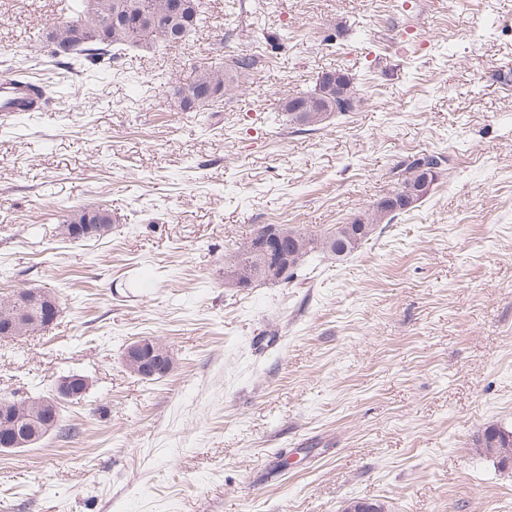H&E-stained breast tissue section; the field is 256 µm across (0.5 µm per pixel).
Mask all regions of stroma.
I'll return each instance as SVG.
<instances>
[{"label": "stroma", "instance_id": "35a3bbf8", "mask_svg": "<svg viewBox=\"0 0 512 512\" xmlns=\"http://www.w3.org/2000/svg\"><path fill=\"white\" fill-rule=\"evenodd\" d=\"M203 2L184 44L102 75L47 52L60 0H0V70L56 92L0 116V295L59 303L0 340V396L90 381L61 408L69 441L0 453V512H512V469L476 451L512 430V0ZM239 54L241 89L179 106ZM335 71L357 106L299 130L283 98ZM418 152L443 176L352 254L225 287L255 228L350 223ZM97 203L110 234L64 239ZM141 336L168 375L124 368ZM87 206H82L77 209H73L64 219L63 224L61 225V234L70 239V230L74 224H82L76 234V240H92L97 239V229L100 224H107L106 232L104 237H106L112 229V213L108 212L109 215H105L98 218V224H86V221L89 220L90 215H97L104 213V208L101 205L91 206L89 210L91 211L90 215L87 211ZM103 237V238H104ZM504 430L496 427L485 428L477 437L476 445L481 453L489 456L486 448H496L498 456L512 457V440L504 442L502 433Z\"/></svg>", "mask_w": 512, "mask_h": 512}]
</instances>
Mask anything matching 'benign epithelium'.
<instances>
[{
	"label": "benign epithelium",
	"mask_w": 512,
	"mask_h": 512,
	"mask_svg": "<svg viewBox=\"0 0 512 512\" xmlns=\"http://www.w3.org/2000/svg\"><path fill=\"white\" fill-rule=\"evenodd\" d=\"M98 10L97 0H86L84 14L71 19L70 27L81 30L88 25L89 20ZM299 123L305 126H321L326 123L331 113L319 108L317 101H307L295 107ZM438 181L435 171L422 169L412 175L404 191L390 193L379 199L365 214L356 217V222L342 224L339 233L355 240L365 232V225L383 223L398 210H407L425 197ZM249 251L259 257L260 267L254 271L239 270V277H258L265 269L272 267L278 271L280 278L288 275L293 254L283 244L280 227L269 224L249 246ZM0 305L12 309L14 320L24 324H34L38 321L46 323L56 319L59 312L57 301L49 298L41 288H28L24 298L19 303L14 301L2 302ZM122 362L125 368L134 369L142 377L150 378L166 374L172 369V357L169 351L162 347L152 336H141L126 347ZM89 388V380L81 375L72 374L61 378L53 392L46 396H36L26 402L27 417L25 423L17 418L0 413V430L14 434L12 440L0 444V452L32 448L44 440L56 427L53 418L58 405L75 400Z\"/></svg>",
	"instance_id": "1"
}]
</instances>
